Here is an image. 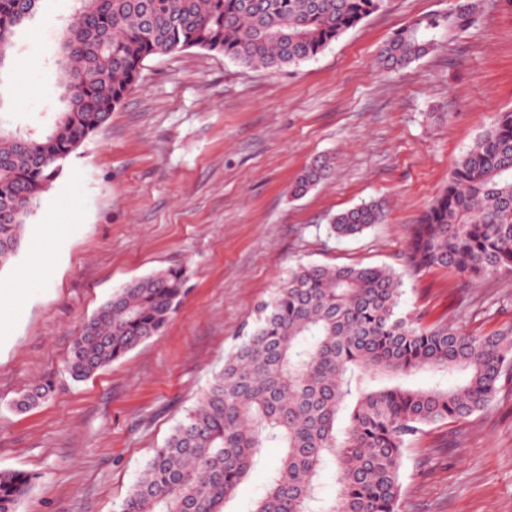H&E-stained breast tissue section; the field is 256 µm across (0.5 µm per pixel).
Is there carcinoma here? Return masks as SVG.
Segmentation results:
<instances>
[{
    "mask_svg": "<svg viewBox=\"0 0 512 512\" xmlns=\"http://www.w3.org/2000/svg\"><path fill=\"white\" fill-rule=\"evenodd\" d=\"M40 0H0V70L18 27ZM59 55L63 109L38 131L0 122V269L18 253L42 195L64 160L110 119L137 86L144 61L188 48L277 70L315 58L377 12L384 0H73ZM483 0H456L380 48L391 72L429 54L439 37L476 24ZM320 155L291 185L295 198L327 179ZM381 201L331 218L346 238L385 220ZM416 269L470 278L512 271V111L502 113L459 160L448 184L414 225ZM187 271L159 269L113 291L74 339L67 372L83 381L163 334L186 296ZM403 289L385 266L301 264L262 301L250 329L196 404L145 462L117 512H226L263 448L283 454L250 512H400L402 458L426 428L489 409L512 373V323L484 336L453 324L424 326L400 310ZM419 372L463 381L408 388ZM52 392L35 385L16 402L33 407ZM336 469V495L315 497L321 472ZM33 476L0 470V512H18Z\"/></svg>",
    "mask_w": 512,
    "mask_h": 512,
    "instance_id": "1",
    "label": "carcinoma"
}]
</instances>
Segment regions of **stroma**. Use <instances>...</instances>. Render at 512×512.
Masks as SVG:
<instances>
[{"label": "stroma", "mask_w": 512, "mask_h": 512, "mask_svg": "<svg viewBox=\"0 0 512 512\" xmlns=\"http://www.w3.org/2000/svg\"><path fill=\"white\" fill-rule=\"evenodd\" d=\"M454 0H386L314 59L277 71L191 48L145 61L108 124L64 162L29 220L9 281L39 248L48 276L0 328V470L34 474L18 512H116L146 460L195 404L257 304L299 264L387 266L404 310L483 335L512 323V273L469 280L409 269L411 227L482 130L512 110V0L393 73L376 58L396 30ZM73 0H43L18 29L25 70L0 76V118L36 127L59 109L57 30ZM335 172L289 186L320 155ZM383 223L347 239L333 215L370 200ZM52 232H45V225ZM187 268L163 335L77 382L65 370L85 322L131 279ZM37 406L15 400L44 377ZM282 455L269 445L228 512H249ZM402 512H512V380L494 406L432 427L402 461Z\"/></svg>", "instance_id": "stroma-1"}]
</instances>
